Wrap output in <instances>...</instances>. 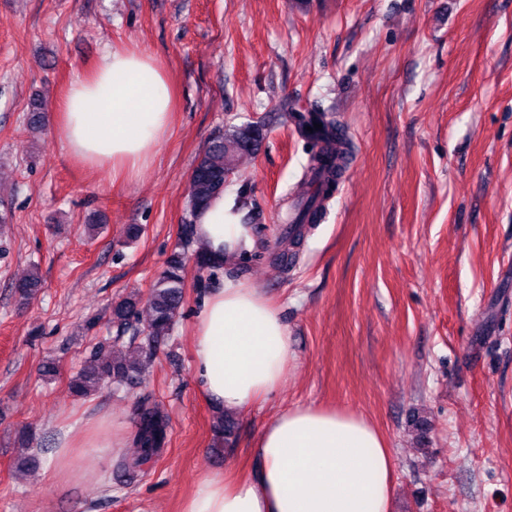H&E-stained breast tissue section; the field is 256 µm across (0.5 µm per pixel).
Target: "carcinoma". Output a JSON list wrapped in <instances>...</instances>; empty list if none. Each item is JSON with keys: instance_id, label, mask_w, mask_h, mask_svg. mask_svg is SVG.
I'll return each mask as SVG.
<instances>
[{"instance_id": "cac0c4a2", "label": "carcinoma", "mask_w": 512, "mask_h": 512, "mask_svg": "<svg viewBox=\"0 0 512 512\" xmlns=\"http://www.w3.org/2000/svg\"><path fill=\"white\" fill-rule=\"evenodd\" d=\"M284 116L299 132L331 146L312 158L307 168V173L317 177L320 189L330 193L349 159L344 134L335 123L325 119L324 113L316 110L302 113L292 109ZM316 123L322 128L306 130ZM264 137L262 125L247 123L228 127L224 134L208 143L188 183L190 212L205 209L215 196L224 192V176L237 170L241 159L257 156ZM189 259L199 272L214 268V261L195 248L191 224L185 225L183 230L181 251L167 260L144 303L127 298L112 307L115 334L110 340L94 345L82 367L70 378L75 396L88 398L105 387L127 389L140 383L144 364L156 358L161 343L180 314ZM39 285L40 279L33 273L16 285V292L28 299L38 291ZM168 428L169 418L160 406L141 404L132 440L133 451L118 465L123 477L121 483L131 484L146 464L161 456ZM235 429L236 419L229 414L218 417L214 424V431L226 444Z\"/></svg>"}]
</instances>
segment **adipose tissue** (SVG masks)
<instances>
[{"instance_id": "obj_1", "label": "adipose tissue", "mask_w": 512, "mask_h": 512, "mask_svg": "<svg viewBox=\"0 0 512 512\" xmlns=\"http://www.w3.org/2000/svg\"><path fill=\"white\" fill-rule=\"evenodd\" d=\"M174 92L163 65L141 48L105 51L74 77L51 116L62 150L89 166L108 165L131 180L171 132ZM234 195L222 194L194 219L197 245L228 273L209 289L194 332V375L215 406L241 410L265 400L286 377L292 356L277 307L236 277L238 247L251 241ZM126 427L97 420L57 440L53 476L97 482L82 470L85 448L124 452ZM259 466L246 477L199 482L182 512H390L393 460L382 433L336 408L296 406L274 416L252 448Z\"/></svg>"}]
</instances>
